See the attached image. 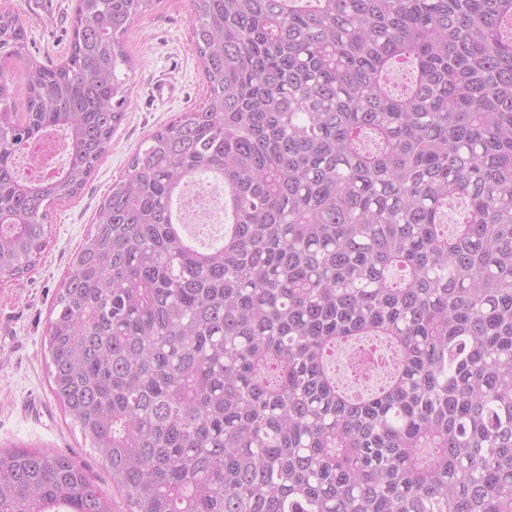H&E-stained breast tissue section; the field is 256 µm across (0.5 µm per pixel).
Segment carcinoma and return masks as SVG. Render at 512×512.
<instances>
[{"label":"carcinoma","instance_id":"carcinoma-1","mask_svg":"<svg viewBox=\"0 0 512 512\" xmlns=\"http://www.w3.org/2000/svg\"><path fill=\"white\" fill-rule=\"evenodd\" d=\"M153 0H79L66 61L0 66V280L125 115ZM204 101L105 196L48 327L52 391L129 512H512V0H191ZM25 29L0 11V60ZM51 129L66 161L19 177ZM224 190L208 248L172 221ZM460 204L448 223V208ZM381 346L351 395L336 351ZM0 512H112L0 448ZM6 71L10 74L12 112H18L21 115L26 112L27 103L26 69L23 61L17 59L10 61Z\"/></svg>","mask_w":512,"mask_h":512}]
</instances>
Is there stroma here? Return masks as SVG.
<instances>
[{
    "instance_id": "35a3bbf8",
    "label": "stroma",
    "mask_w": 512,
    "mask_h": 512,
    "mask_svg": "<svg viewBox=\"0 0 512 512\" xmlns=\"http://www.w3.org/2000/svg\"><path fill=\"white\" fill-rule=\"evenodd\" d=\"M77 0H0V10L23 21L26 55L49 64L65 60ZM190 0H154L136 16L125 40L133 63L125 116L87 185L77 196L54 204L46 247L26 276L0 285V448H43L72 457L103 491L112 482L100 453L85 443L49 383L47 326L50 310L67 279L71 260L94 228L100 204L147 137L206 94L202 66L191 41ZM167 76L180 96L160 104L152 81Z\"/></svg>"
}]
</instances>
